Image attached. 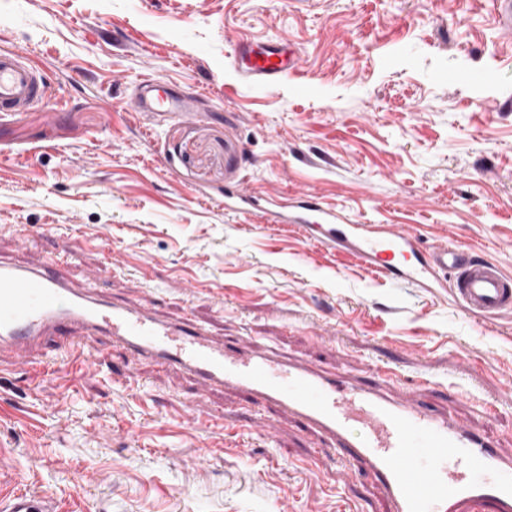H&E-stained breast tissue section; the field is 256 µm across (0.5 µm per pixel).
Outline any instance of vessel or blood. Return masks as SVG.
<instances>
[{
  "label": "vessel or blood",
  "instance_id": "vessel-or-blood-1",
  "mask_svg": "<svg viewBox=\"0 0 512 512\" xmlns=\"http://www.w3.org/2000/svg\"><path fill=\"white\" fill-rule=\"evenodd\" d=\"M242 81L279 84L299 56L282 40L247 48L234 43ZM48 84L22 51L0 50V112L41 104ZM137 112L193 116L192 98L161 91L158 79L141 81L129 100ZM277 224H300L323 245L345 249L392 280L425 283L428 274L452 273V292L465 311L491 320L512 311V275L493 259L454 245L421 250L412 231L389 225L345 224L335 210L311 198L273 214ZM59 336L84 363L101 355L99 341L125 349L132 359L180 371L203 391L246 392L272 405L322 438L333 459L366 471L380 485L389 512H512V455L486 432L456 414L429 410L413 395L395 397L382 371L371 381L327 375L299 360H283L260 341L234 344L197 322L162 318L144 304L99 298L91 283L65 279L56 263L0 259V370L47 369L44 338ZM0 512H56L53 498L22 491L0 500Z\"/></svg>",
  "mask_w": 512,
  "mask_h": 512
}]
</instances>
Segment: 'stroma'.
I'll return each mask as SVG.
<instances>
[{"label": "stroma", "instance_id": "35a3bbf8", "mask_svg": "<svg viewBox=\"0 0 512 512\" xmlns=\"http://www.w3.org/2000/svg\"><path fill=\"white\" fill-rule=\"evenodd\" d=\"M234 35L288 41L299 65L275 87L241 81ZM5 48L52 95L0 113V256L90 241L63 273L114 258L101 298L261 337L328 374L391 367L393 395L512 453V313L474 319L449 277L386 280L265 212L309 194L512 274V32L489 0H0ZM146 76L197 94V115L133 111ZM241 188L260 208L225 209ZM45 351L53 372L0 371V495H50L58 512H386L368 474L246 393H201L111 347L88 367Z\"/></svg>", "mask_w": 512, "mask_h": 512}]
</instances>
